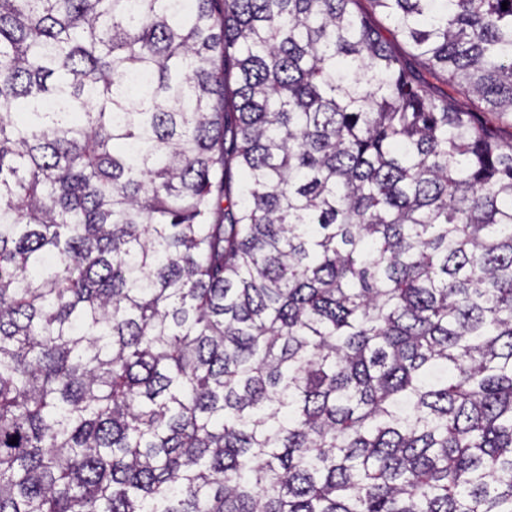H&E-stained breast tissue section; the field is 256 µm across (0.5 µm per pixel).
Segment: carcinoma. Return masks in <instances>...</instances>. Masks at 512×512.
I'll return each mask as SVG.
<instances>
[{"instance_id": "obj_1", "label": "carcinoma", "mask_w": 512, "mask_h": 512, "mask_svg": "<svg viewBox=\"0 0 512 512\" xmlns=\"http://www.w3.org/2000/svg\"><path fill=\"white\" fill-rule=\"evenodd\" d=\"M358 2L0 0V512H512V0ZM427 79L433 92L455 97L463 108L479 112L484 108V104L476 97L459 93L456 88L447 84L441 78L427 76Z\"/></svg>"}]
</instances>
